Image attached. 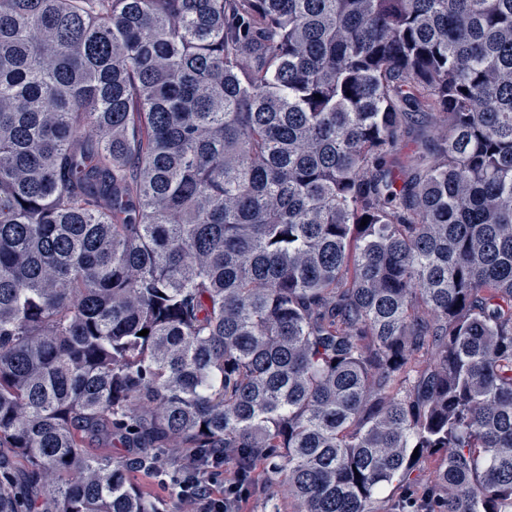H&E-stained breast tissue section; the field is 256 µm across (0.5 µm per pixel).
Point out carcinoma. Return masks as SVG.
<instances>
[{
	"label": "carcinoma",
	"instance_id": "1",
	"mask_svg": "<svg viewBox=\"0 0 512 512\" xmlns=\"http://www.w3.org/2000/svg\"><path fill=\"white\" fill-rule=\"evenodd\" d=\"M114 438L512 512V0H0V512Z\"/></svg>",
	"mask_w": 512,
	"mask_h": 512
}]
</instances>
